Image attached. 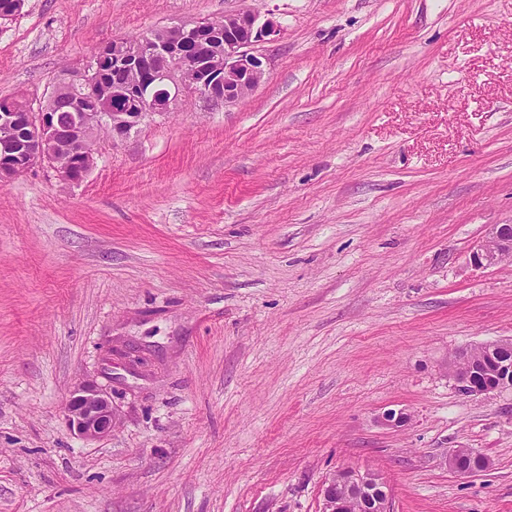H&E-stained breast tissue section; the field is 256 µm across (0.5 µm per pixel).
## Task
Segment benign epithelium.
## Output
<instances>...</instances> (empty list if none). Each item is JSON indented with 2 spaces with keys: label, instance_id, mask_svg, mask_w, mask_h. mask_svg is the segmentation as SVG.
Segmentation results:
<instances>
[{
  "label": "benign epithelium",
  "instance_id": "1",
  "mask_svg": "<svg viewBox=\"0 0 512 512\" xmlns=\"http://www.w3.org/2000/svg\"><path fill=\"white\" fill-rule=\"evenodd\" d=\"M224 49L214 46V34L205 23L178 24V35L170 39L164 30L152 32L137 41L119 40L112 53V65L132 67L147 56L164 58L161 67L144 75L147 92L114 90V98L124 101V110L115 112L99 104L98 68L90 60L77 74L66 73L59 84L75 86L80 95L67 118L49 110H34L19 99L0 103V183L39 164L55 170L64 179L78 183L90 171L88 159L94 155L95 133L103 126L112 130V141L129 137L144 118L164 115L176 108L179 99L197 96L212 106L236 102L258 86L265 69L261 57L252 52L255 43L277 33L270 20H261L259 11L244 8L224 15ZM72 133L70 153L65 161L57 156V135L62 124ZM512 258V224H491L485 240L470 255L476 268L496 267ZM507 340L489 341L460 354L454 361L453 377L460 391L468 395H490L512 389V363L495 360ZM65 417L69 428L86 440L112 433L116 416L107 391L94 383L74 387L67 400ZM403 409L385 411L380 422L400 427L409 423ZM475 452L454 450L449 453L450 469L463 476L474 471L467 459ZM360 506L363 512H391L389 492L381 475L344 468L329 478L323 488L321 512H351Z\"/></svg>",
  "mask_w": 512,
  "mask_h": 512
}]
</instances>
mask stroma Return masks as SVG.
Here are the masks:
<instances>
[{"instance_id":"obj_1","label":"stroma","mask_w":512,"mask_h":512,"mask_svg":"<svg viewBox=\"0 0 512 512\" xmlns=\"http://www.w3.org/2000/svg\"><path fill=\"white\" fill-rule=\"evenodd\" d=\"M247 6L280 27L255 91L0 183V512H320L346 467L393 512H512V389L452 377L512 339V265L470 262L512 223V0H24L0 99ZM87 380L117 414L93 441L64 418ZM510 340L489 341L460 354L454 361L453 377L460 391L468 395H490L512 389V363L499 359L498 351ZM493 362L494 366L490 363Z\"/></svg>"}]
</instances>
